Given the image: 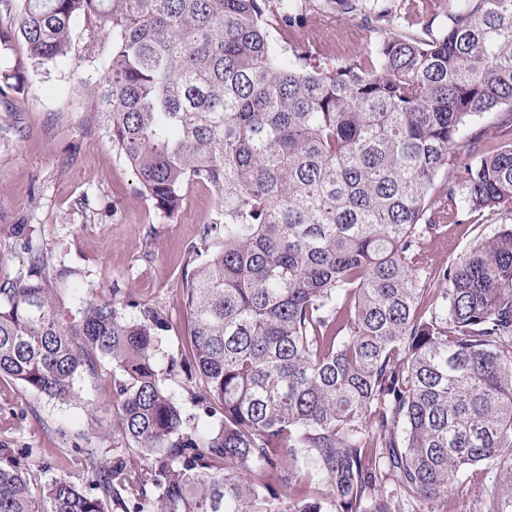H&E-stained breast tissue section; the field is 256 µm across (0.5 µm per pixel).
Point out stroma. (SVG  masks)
<instances>
[{"label": "stroma", "instance_id": "stroma-1", "mask_svg": "<svg viewBox=\"0 0 512 512\" xmlns=\"http://www.w3.org/2000/svg\"><path fill=\"white\" fill-rule=\"evenodd\" d=\"M312 25L341 35L329 54L361 49L369 41L362 16L322 8ZM88 21L73 30L66 62L30 69L24 93H0V287L26 272L24 252L49 256L70 273L64 304L78 316L84 301L108 300L113 289L133 292L141 303L165 312L166 351L183 349L186 310L184 267L189 250L216 211L211 191L188 189L169 220L141 192L135 171L117 152L86 84L106 72L105 54L86 51ZM81 398L59 403L0 378V448L24 467L57 475L49 456L78 454L83 464L102 461L112 447V385L77 378ZM94 430L91 441L76 440Z\"/></svg>", "mask_w": 512, "mask_h": 512}]
</instances>
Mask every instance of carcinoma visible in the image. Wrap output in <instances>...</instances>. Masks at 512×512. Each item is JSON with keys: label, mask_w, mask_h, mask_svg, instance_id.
<instances>
[{"label": "carcinoma", "mask_w": 512, "mask_h": 512, "mask_svg": "<svg viewBox=\"0 0 512 512\" xmlns=\"http://www.w3.org/2000/svg\"><path fill=\"white\" fill-rule=\"evenodd\" d=\"M0 2L18 16L0 46L35 67L93 21L87 94L143 194L169 219L192 186L217 204L184 355L131 293L70 320L42 255L0 288V377L65 403L107 364L114 396L112 454L77 481L0 451V512H446L472 481L457 512H512V224L433 254L512 214V0H325L381 34L336 58L301 0ZM26 80L20 62L0 93Z\"/></svg>", "instance_id": "obj_1"}]
</instances>
